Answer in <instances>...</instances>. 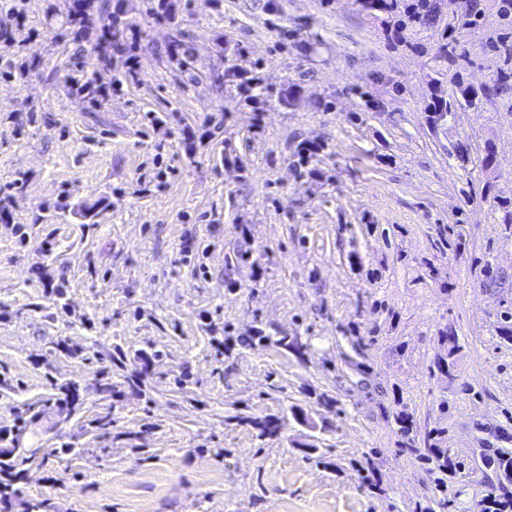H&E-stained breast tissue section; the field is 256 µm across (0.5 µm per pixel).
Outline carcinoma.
Masks as SVG:
<instances>
[{"label":"carcinoma","instance_id":"1","mask_svg":"<svg viewBox=\"0 0 512 512\" xmlns=\"http://www.w3.org/2000/svg\"><path fill=\"white\" fill-rule=\"evenodd\" d=\"M144 15L157 20L169 18L173 5L170 0H143ZM66 24L71 28L72 40L76 43L92 42L103 67L88 71L82 67L70 75L74 94L99 107L108 98L112 88L120 86L130 75L129 54L137 48L138 41H129V34L137 30L135 18L129 15L124 5L112 6L111 0H64ZM430 0H415L409 5L408 18L413 22L426 21L431 17ZM167 68L182 77L184 85L197 82L198 73L193 56L177 41L165 51ZM55 403L58 409L71 417L82 410L78 388L74 382L54 384ZM42 410L36 404L28 406L25 415L18 419L14 429L22 433L36 434ZM47 465L48 454H38V449L21 446L0 448V505L6 508L20 502L24 512H50L51 504L46 498L22 499L26 466L32 459Z\"/></svg>","mask_w":512,"mask_h":512}]
</instances>
